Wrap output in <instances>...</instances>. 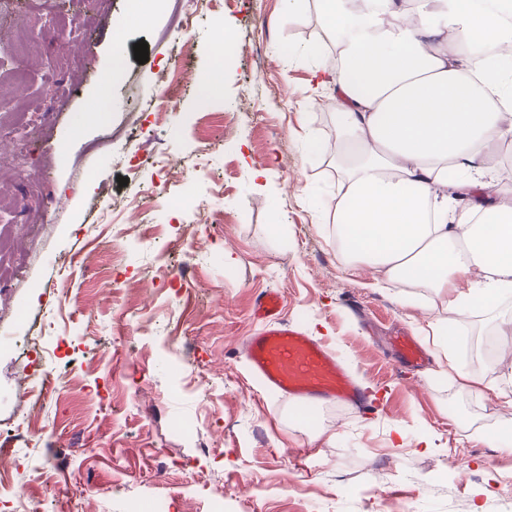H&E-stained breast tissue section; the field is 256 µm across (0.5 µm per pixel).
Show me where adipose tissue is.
<instances>
[{
	"mask_svg": "<svg viewBox=\"0 0 512 512\" xmlns=\"http://www.w3.org/2000/svg\"><path fill=\"white\" fill-rule=\"evenodd\" d=\"M316 2L323 37L338 48L313 71L335 96L336 138L307 147L335 160L341 178L321 220L376 286L436 293L453 319L421 331L441 374L484 388L461 368L448 333L474 300L512 294V185L486 165L512 138V71L481 73L459 44L512 14V0H383L379 13ZM452 167L467 178L449 181Z\"/></svg>",
	"mask_w": 512,
	"mask_h": 512,
	"instance_id": "obj_1",
	"label": "adipose tissue"
}]
</instances>
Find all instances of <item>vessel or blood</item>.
I'll use <instances>...</instances> for the list:
<instances>
[{"instance_id":"obj_1","label":"vessel or blood","mask_w":512,"mask_h":512,"mask_svg":"<svg viewBox=\"0 0 512 512\" xmlns=\"http://www.w3.org/2000/svg\"><path fill=\"white\" fill-rule=\"evenodd\" d=\"M281 305V296L273 292L254 302L252 314L260 328L245 342L252 373L271 391L290 398L303 413L334 402L354 405L362 412L373 411V399L326 346L282 322ZM396 346L405 363L417 365L426 358L423 347L411 337H398Z\"/></svg>"}]
</instances>
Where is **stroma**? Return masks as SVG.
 I'll use <instances>...</instances> for the list:
<instances>
[{
    "label": "stroma",
    "instance_id": "35a3bbf8",
    "mask_svg": "<svg viewBox=\"0 0 512 512\" xmlns=\"http://www.w3.org/2000/svg\"><path fill=\"white\" fill-rule=\"evenodd\" d=\"M51 2L0 0V24L26 30L23 49L0 42V428L24 432L0 437V469L30 512H208L216 496L224 512H512V403L431 358L399 366L391 337L419 336L437 299L371 286L319 221L336 171L305 143L336 132L331 91L308 84L315 0H151L140 25L133 0ZM141 40L148 62L110 81L113 44ZM182 69L210 79L208 111L170 84ZM264 291L383 398L378 415L306 418L251 376L240 341ZM498 313L512 297L473 314L459 358L490 384L512 374L483 356ZM33 336L42 369L59 343L69 363L29 416L12 392Z\"/></svg>",
    "mask_w": 512,
    "mask_h": 512
}]
</instances>
